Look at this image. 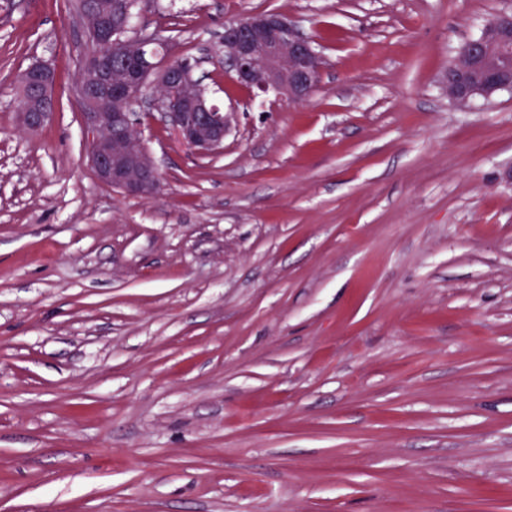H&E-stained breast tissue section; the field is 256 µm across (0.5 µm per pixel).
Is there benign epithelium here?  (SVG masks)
I'll return each mask as SVG.
<instances>
[{
	"label": "benign epithelium",
	"instance_id": "1",
	"mask_svg": "<svg viewBox=\"0 0 512 512\" xmlns=\"http://www.w3.org/2000/svg\"><path fill=\"white\" fill-rule=\"evenodd\" d=\"M116 0H82L76 21L86 52L80 58L74 95L81 108L87 158L97 179L128 196L157 192L161 174L142 144L140 113L132 109L150 86L153 106L181 142L198 155L220 150L229 131V116L219 111L196 86L193 65L181 58L155 61L152 44L165 41L158 31L124 33L112 28ZM484 35L460 55L484 65V78L495 89L512 84V14H495ZM224 71L255 94H285L303 100L316 88L323 59L315 42L285 15H248L224 24ZM23 105L22 127L31 134L46 128L54 115L55 70L35 60L16 77ZM448 98L460 106L479 94L461 64L448 73Z\"/></svg>",
	"mask_w": 512,
	"mask_h": 512
}]
</instances>
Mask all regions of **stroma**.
Returning a JSON list of instances; mask_svg holds the SVG:
<instances>
[{
  "label": "stroma",
  "mask_w": 512,
  "mask_h": 512,
  "mask_svg": "<svg viewBox=\"0 0 512 512\" xmlns=\"http://www.w3.org/2000/svg\"><path fill=\"white\" fill-rule=\"evenodd\" d=\"M276 11L302 102L224 73ZM512 0H137L233 116L160 189L87 164L63 0H0V512H512V90L448 64ZM59 72L53 121L16 76ZM224 48V71L255 94L303 100L316 88L323 67L315 42L278 13L226 23ZM23 105L18 111L22 127L31 134H39L54 115L55 101L52 95L55 70L44 60H35L16 77ZM448 98L460 106H466L480 93L469 79L468 68L464 64L454 73L448 72Z\"/></svg>",
  "instance_id": "obj_1"
}]
</instances>
